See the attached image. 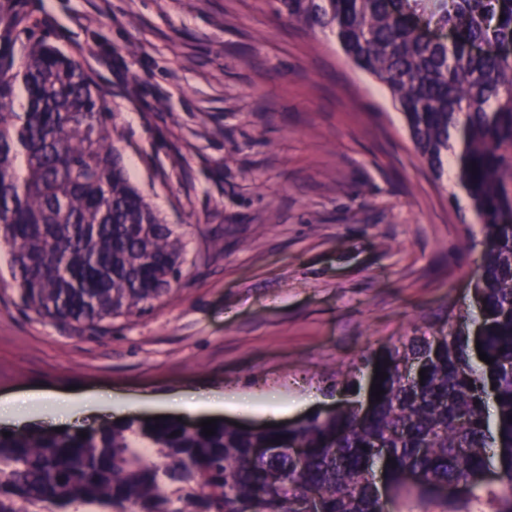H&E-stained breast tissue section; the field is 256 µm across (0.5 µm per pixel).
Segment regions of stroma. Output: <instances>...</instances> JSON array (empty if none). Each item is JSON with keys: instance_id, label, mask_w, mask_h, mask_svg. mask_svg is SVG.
Returning <instances> with one entry per match:
<instances>
[{"instance_id": "obj_1", "label": "stroma", "mask_w": 512, "mask_h": 512, "mask_svg": "<svg viewBox=\"0 0 512 512\" xmlns=\"http://www.w3.org/2000/svg\"><path fill=\"white\" fill-rule=\"evenodd\" d=\"M278 0H0V61L42 41L100 95L130 181L186 244L175 289L96 337L21 303L0 252V401L103 419L264 427L335 406L362 357L473 305L484 248L454 177L434 178L388 91Z\"/></svg>"}]
</instances>
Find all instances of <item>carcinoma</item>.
<instances>
[{
    "label": "carcinoma",
    "mask_w": 512,
    "mask_h": 512,
    "mask_svg": "<svg viewBox=\"0 0 512 512\" xmlns=\"http://www.w3.org/2000/svg\"><path fill=\"white\" fill-rule=\"evenodd\" d=\"M279 2L385 86L435 177L453 149L487 240L473 288L493 362L442 331L366 359L388 374L367 414L219 420L211 436L176 419L0 434V512H295L311 495L320 512H385L373 468L387 458L396 512H512V63L471 52L512 42V0ZM408 14L451 29L452 45L423 40ZM0 249L23 305L80 336L140 316L185 263V242L129 182L81 66L46 43L22 71L0 67ZM415 361L425 378L408 381ZM490 465L497 482H476Z\"/></svg>",
    "instance_id": "cac0c4a2"
}]
</instances>
